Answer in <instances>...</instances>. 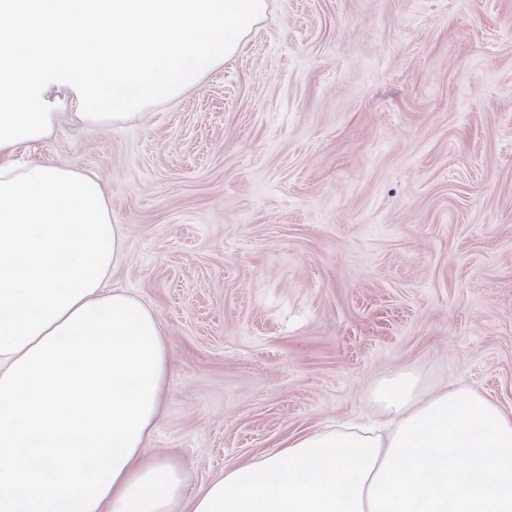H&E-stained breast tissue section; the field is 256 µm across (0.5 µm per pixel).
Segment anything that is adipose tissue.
<instances>
[{"label": "adipose tissue", "instance_id": "obj_1", "mask_svg": "<svg viewBox=\"0 0 512 512\" xmlns=\"http://www.w3.org/2000/svg\"><path fill=\"white\" fill-rule=\"evenodd\" d=\"M266 0H0V512H512V414L463 387L383 382L391 411L236 464L193 496L149 444L170 364L97 174L15 167L70 122L114 125L237 51Z\"/></svg>", "mask_w": 512, "mask_h": 512}]
</instances>
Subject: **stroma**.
<instances>
[{"label": "stroma", "instance_id": "stroma-1", "mask_svg": "<svg viewBox=\"0 0 512 512\" xmlns=\"http://www.w3.org/2000/svg\"><path fill=\"white\" fill-rule=\"evenodd\" d=\"M15 159L102 176L112 281L170 352L151 446L184 496L386 419L400 374L512 413V0H268L178 97Z\"/></svg>", "mask_w": 512, "mask_h": 512}]
</instances>
